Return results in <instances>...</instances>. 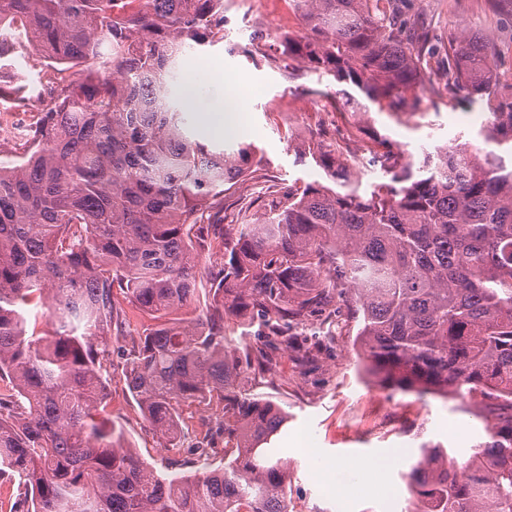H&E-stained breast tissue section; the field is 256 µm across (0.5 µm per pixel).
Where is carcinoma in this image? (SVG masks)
Instances as JSON below:
<instances>
[{"mask_svg":"<svg viewBox=\"0 0 512 512\" xmlns=\"http://www.w3.org/2000/svg\"><path fill=\"white\" fill-rule=\"evenodd\" d=\"M394 0H296L310 28L280 55L343 85L357 103L422 111L430 39L404 43ZM224 0H0V59L29 49L47 66L92 62L53 80L24 159H0V480L12 512H289L288 459L269 447L288 415L243 386L297 347L290 326L352 293L355 342L377 384L471 403L484 437L462 476L443 443L424 442L403 474L433 512H512V84L493 39L459 30L439 48L444 89L479 98L495 121L477 136L420 147L371 138L388 179L361 193L338 147L305 141L323 181L251 206L210 239L212 212L254 162L252 144L217 149L170 95L187 48L221 39ZM222 252L202 281L194 244ZM147 328L122 381L165 447L183 407L222 410L224 469L160 474L104 416L109 340L126 314ZM52 300L28 333L32 301ZM258 320L264 341L238 350L224 318Z\"/></svg>","mask_w":512,"mask_h":512,"instance_id":"obj_1","label":"carcinoma"}]
</instances>
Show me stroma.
I'll return each mask as SVG.
<instances>
[{
    "label": "stroma",
    "mask_w": 512,
    "mask_h": 512,
    "mask_svg": "<svg viewBox=\"0 0 512 512\" xmlns=\"http://www.w3.org/2000/svg\"><path fill=\"white\" fill-rule=\"evenodd\" d=\"M403 19L408 28L425 29L431 42H447L457 28L491 32L497 38L500 69L512 71V17L491 7L489 0H405ZM224 37L209 45L187 50L174 81L176 98L188 103L189 120L196 132L226 146L254 144L262 159L224 195V221L233 223L244 201L263 207L292 184L303 185L322 177L314 162L301 163L298 144L307 137L331 144L335 134L315 122L302 121L298 107L313 112L334 98L332 77H317L303 63L283 64L278 52L287 34L303 35L302 17L287 14L282 0H269L264 11L241 8L237 0H224ZM210 69L195 74L197 60ZM416 92L424 109L415 114L389 115L377 111L360 116L359 143L378 134L418 152L422 145L445 143L460 132L479 128L492 117L481 101L466 92L448 96L437 72L428 73ZM247 104V120L237 134L215 125L211 112L228 110L231 103ZM336 338L331 355L305 359L289 349L276 372L259 379L256 389L288 413V423L275 438L288 460V500L291 512H408L410 494L401 476L407 460L417 457L421 442L435 441L455 448L466 459L481 424L462 412L459 402L417 398L381 388L364 372L354 340L357 328L348 317V305L337 300ZM151 323L134 308L126 310L124 338L113 341L112 380L108 385V411L116 427L135 446L141 458L164 474L191 475L201 468L224 465V438L214 436L208 456L191 454L193 431H185L181 447L164 450L163 442L144 420L121 380L124 360L119 351L133 345ZM395 455L385 474L352 470L340 491H327L320 480L324 463L341 460L352 464L378 454ZM390 479L395 487L382 495L369 486Z\"/></svg>",
    "instance_id": "1"
}]
</instances>
